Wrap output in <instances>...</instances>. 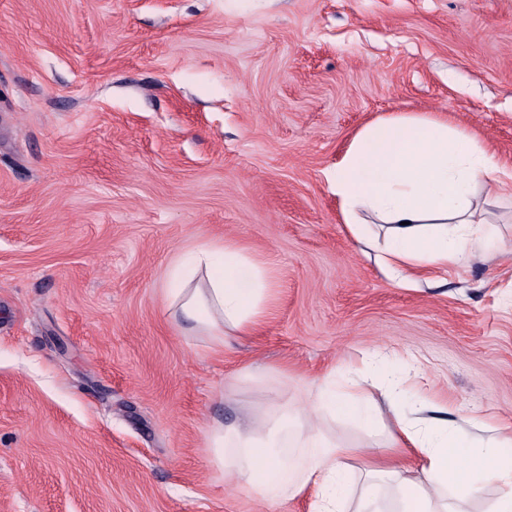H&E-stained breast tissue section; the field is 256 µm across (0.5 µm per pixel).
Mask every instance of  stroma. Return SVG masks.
Here are the masks:
<instances>
[{
    "label": "stroma",
    "instance_id": "obj_1",
    "mask_svg": "<svg viewBox=\"0 0 512 512\" xmlns=\"http://www.w3.org/2000/svg\"><path fill=\"white\" fill-rule=\"evenodd\" d=\"M391 112L512 169V0H0V512H309L207 433L367 351L512 423V254L407 286L340 221L326 173ZM224 238L276 288L218 354L163 275Z\"/></svg>",
    "mask_w": 512,
    "mask_h": 512
}]
</instances>
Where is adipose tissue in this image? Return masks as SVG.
<instances>
[{
    "label": "adipose tissue",
    "instance_id": "obj_1",
    "mask_svg": "<svg viewBox=\"0 0 512 512\" xmlns=\"http://www.w3.org/2000/svg\"><path fill=\"white\" fill-rule=\"evenodd\" d=\"M501 170L470 132L425 112L377 117L351 139L328 175L342 223L393 276L447 270L466 262L475 245L495 241L493 224L477 202L480 185ZM167 301L193 330L218 343L246 334L265 318L273 299L266 264L231 241H210L181 254L165 273ZM391 422L385 444L348 445L327 439L318 418L367 426L376 402ZM445 407L409 406L403 383L383 356L371 353L352 375L328 374L279 413L247 423L215 425L225 476L263 500L311 498V512H344L354 463L364 483L354 512H466L486 484L496 496L485 512H512V427L471 439L450 425Z\"/></svg>",
    "mask_w": 512,
    "mask_h": 512
}]
</instances>
